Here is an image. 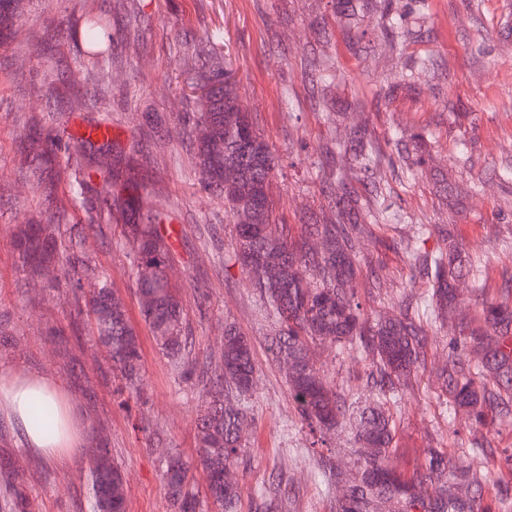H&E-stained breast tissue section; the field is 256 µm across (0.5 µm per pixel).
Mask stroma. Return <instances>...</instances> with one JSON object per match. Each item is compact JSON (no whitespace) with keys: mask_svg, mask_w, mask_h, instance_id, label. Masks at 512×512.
<instances>
[{"mask_svg":"<svg viewBox=\"0 0 512 512\" xmlns=\"http://www.w3.org/2000/svg\"><path fill=\"white\" fill-rule=\"evenodd\" d=\"M392 0L407 18L401 52L374 14L346 15L335 0H22L13 32L0 40V370L11 368L61 380L82 443L63 459L34 454L0 410V512H92L87 449L104 446L124 477L126 512H175L163 474L177 453L193 468L191 490L201 512H220L197 470L195 419L199 389L179 378L156 344L135 293L121 222L109 212L88 219L69 192L71 165L59 157L43 182H32V157L18 145L33 127L110 123L122 166L146 204L162 210L174 234L170 274L183 302L190 360L218 366L224 326L235 323L251 340L256 368L250 419L235 477L240 512H260L278 494L282 512H332L336 487L318 466L321 456L353 468L358 454L349 427L327 434L321 451L288 397L272 362L266 308L239 266L225 267L231 249L224 201L201 185L194 150L181 131L192 110L183 92L186 65L213 31L224 35V62L233 69L244 105L280 154L272 180L277 212L291 227L335 219L336 140L367 127L390 164L373 183L354 182L362 199L379 202L395 219L366 225L361 256L385 278L362 293L370 318L393 313L423 292L412 282L409 253L424 225L450 224L493 293L512 273V0ZM94 19L113 36L104 59L88 63L81 41L63 22ZM402 90L390 98V85ZM425 127L430 142L421 165L403 162L410 133ZM94 221L79 248L80 271L107 279L125 306L141 346L143 399L122 400L120 375L96 343L92 323L73 307L66 277L33 283L12 244L15 225ZM426 240V239H423ZM436 247L438 237L426 240ZM428 367L411 376L398 405L395 462L407 473L429 449L449 446L459 466L492 479L497 467L476 451L512 448V421L472 429L436 383V369L456 339L452 325L427 323ZM310 359L330 384L357 385L368 359L318 342Z\"/></svg>","mask_w":512,"mask_h":512,"instance_id":"1","label":"stroma"}]
</instances>
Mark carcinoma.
Listing matches in <instances>:
<instances>
[{
    "label": "carcinoma",
    "mask_w": 512,
    "mask_h": 512,
    "mask_svg": "<svg viewBox=\"0 0 512 512\" xmlns=\"http://www.w3.org/2000/svg\"><path fill=\"white\" fill-rule=\"evenodd\" d=\"M376 9L387 27L402 29L401 15L392 13L387 0H378ZM68 33L81 39L90 59L104 57L111 48L112 34L94 21H87L82 31L71 28ZM199 56L205 64L200 70L193 66L186 69L187 83L195 91L201 86L220 85L224 93L217 103L200 94L195 96L189 134L201 124L218 127L212 141L194 139L192 145L200 181L210 192L224 197V212L233 224L229 261L247 274L277 325L270 352L279 366L287 368L288 394L301 421L320 431L347 421L354 442L367 449L359 455L346 495L336 497L333 512H492L484 498L512 497L510 448L502 450L498 476L489 483L473 468L456 465L447 448L430 449L424 464L409 476L393 464L396 419L387 406V394L398 392L403 378L426 367L428 338L423 318L410 310V304L401 305L397 315L374 322L359 303L363 288L380 285L376 271L363 279L358 265L364 220L377 222L380 212L361 203L350 187L347 172L338 168L335 221L303 224L295 234L290 225L278 223L270 186L279 157L238 99L232 71L224 67L223 34L209 36ZM102 128L95 125L88 135L70 141L58 133H39L40 164L31 170L30 177L42 180L58 153L72 150L74 205L88 214L119 207L123 214L137 215V221L127 225V240L141 312L157 344L181 368L185 366L183 305L165 275L171 259L166 215L143 210L136 196L124 195L131 179L95 164L92 156L112 146L109 137L98 136ZM336 148L340 154H352L356 171L364 175L386 159L381 144L371 139L363 126L350 129ZM229 167L241 168L243 173L226 186L222 179ZM96 180L108 185L110 193L103 197L91 194ZM440 233L442 245L433 252L412 254L411 266L427 284L421 299L431 321L456 311L463 279L469 280L471 293L481 298L475 310L461 317L458 324V334L466 337L465 353L448 359L436 378L452 402L468 411L472 424L482 426L490 414H512V296L506 293L498 299L489 298L488 275L472 267L453 230L442 229ZM58 239L54 224H20L13 232V245L30 276L46 278V269L65 262L75 304L84 305L92 317L97 341L126 388L142 397L139 337L126 320L121 300L103 279L98 281L97 297L87 298L76 271L79 259L66 254ZM145 264L155 268L149 281L139 277V268ZM316 341H330L342 351L371 361V388L378 390V397L363 409H351L348 395L323 380L310 364L308 349ZM254 372L251 341L234 324H227L223 360L204 384L206 407L197 425L202 471L210 497L222 512H237L241 499V487L224 479V473L238 460L247 422L244 408L229 394L240 397L249 393ZM30 420L48 435L58 427L55 409L40 397L30 402ZM89 455L94 512H125V488L118 468L110 461L100 463L96 448L90 449ZM190 480L189 467L182 458L169 456L164 485L179 512H198L199 504L189 491Z\"/></svg>",
    "instance_id": "carcinoma-1"
}]
</instances>
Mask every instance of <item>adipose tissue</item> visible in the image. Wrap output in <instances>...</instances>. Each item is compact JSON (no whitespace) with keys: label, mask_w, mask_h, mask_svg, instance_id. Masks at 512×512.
Segmentation results:
<instances>
[{"label":"adipose tissue","mask_w":512,"mask_h":512,"mask_svg":"<svg viewBox=\"0 0 512 512\" xmlns=\"http://www.w3.org/2000/svg\"><path fill=\"white\" fill-rule=\"evenodd\" d=\"M36 396L56 405L61 415H68L67 394L60 381L21 370L0 380V408L19 427L26 447L46 458H63L71 448L79 445V434L69 422L65 423L63 432L58 435H47L33 429L29 420L28 404Z\"/></svg>","instance_id":"1"}]
</instances>
